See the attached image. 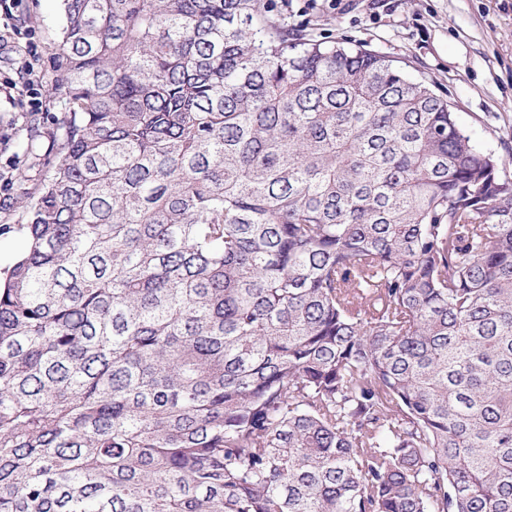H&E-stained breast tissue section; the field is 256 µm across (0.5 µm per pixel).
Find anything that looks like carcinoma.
Listing matches in <instances>:
<instances>
[{
  "instance_id": "carcinoma-1",
  "label": "carcinoma",
  "mask_w": 512,
  "mask_h": 512,
  "mask_svg": "<svg viewBox=\"0 0 512 512\" xmlns=\"http://www.w3.org/2000/svg\"><path fill=\"white\" fill-rule=\"evenodd\" d=\"M0 282V512H512V179L273 0H62Z\"/></svg>"
}]
</instances>
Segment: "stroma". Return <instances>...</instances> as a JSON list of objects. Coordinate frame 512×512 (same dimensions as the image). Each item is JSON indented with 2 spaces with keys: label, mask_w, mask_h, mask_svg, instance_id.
<instances>
[{
  "label": "stroma",
  "mask_w": 512,
  "mask_h": 512,
  "mask_svg": "<svg viewBox=\"0 0 512 512\" xmlns=\"http://www.w3.org/2000/svg\"><path fill=\"white\" fill-rule=\"evenodd\" d=\"M277 16L316 39L405 63L448 101L472 145L512 154V0H288ZM63 21L62 0H22L15 44L0 46V83L15 86L0 98V277L25 241L18 198L42 182L58 146L61 102L50 84L63 72Z\"/></svg>",
  "instance_id": "1"
}]
</instances>
